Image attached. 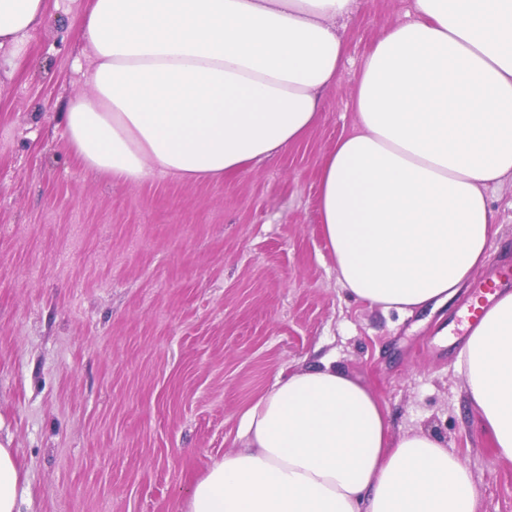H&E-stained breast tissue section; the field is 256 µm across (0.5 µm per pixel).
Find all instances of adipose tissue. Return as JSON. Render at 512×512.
Wrapping results in <instances>:
<instances>
[{
  "mask_svg": "<svg viewBox=\"0 0 512 512\" xmlns=\"http://www.w3.org/2000/svg\"><path fill=\"white\" fill-rule=\"evenodd\" d=\"M355 0H87L90 93L60 120L88 169L129 183L221 181L303 142L321 120ZM355 90L356 120L319 171L322 232L358 300L448 303L486 260L492 187L512 178V0H414ZM45 0H0L8 67ZM467 392L512 460V292L461 354ZM239 449L194 480L182 512H475L469 469L434 434L391 437L359 379L318 361L244 410Z\"/></svg>",
  "mask_w": 512,
  "mask_h": 512,
  "instance_id": "adipose-tissue-1",
  "label": "adipose tissue"
}]
</instances>
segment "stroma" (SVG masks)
<instances>
[{
	"label": "stroma",
	"instance_id": "35a3bbf8",
	"mask_svg": "<svg viewBox=\"0 0 512 512\" xmlns=\"http://www.w3.org/2000/svg\"><path fill=\"white\" fill-rule=\"evenodd\" d=\"M46 5L0 82V446L20 462L22 512H181L250 401L324 357L367 382L392 436L443 440L476 512H512V461L459 365L469 287L382 310L342 287L321 231L317 170L353 127L364 58L413 0H356L339 22L338 86L303 143L223 181L140 184L70 153L59 114L88 90L84 0ZM489 196L483 276L512 266V179Z\"/></svg>",
	"mask_w": 512,
	"mask_h": 512
}]
</instances>
